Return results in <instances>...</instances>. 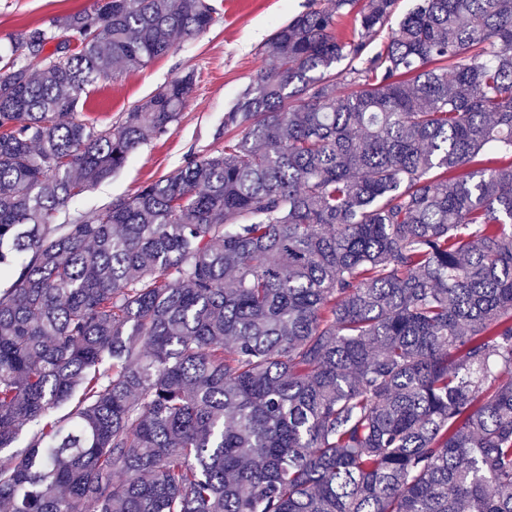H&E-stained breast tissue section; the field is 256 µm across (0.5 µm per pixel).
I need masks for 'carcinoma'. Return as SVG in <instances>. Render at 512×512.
I'll return each instance as SVG.
<instances>
[{
    "label": "carcinoma",
    "mask_w": 512,
    "mask_h": 512,
    "mask_svg": "<svg viewBox=\"0 0 512 512\" xmlns=\"http://www.w3.org/2000/svg\"><path fill=\"white\" fill-rule=\"evenodd\" d=\"M397 3L277 27L223 151L90 212L193 76L115 128L84 95L214 9L92 0L11 36L10 512H512V0H416L372 50Z\"/></svg>",
    "instance_id": "1"
}]
</instances>
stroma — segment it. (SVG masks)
I'll return each mask as SVG.
<instances>
[{"label": "stroma", "instance_id": "35a3bbf8", "mask_svg": "<svg viewBox=\"0 0 512 512\" xmlns=\"http://www.w3.org/2000/svg\"><path fill=\"white\" fill-rule=\"evenodd\" d=\"M216 21L200 35L176 41L168 54L138 69L90 87L79 111L104 126L119 125L132 105L173 78L192 74L194 88L178 121L160 137L149 138L127 164L94 190L73 200L89 212L133 195L144 183L181 168L189 156L220 152L217 131L224 114L254 76L269 66L268 41L280 24L326 0H211ZM91 0H0V46L9 35L57 16L88 8Z\"/></svg>", "mask_w": 512, "mask_h": 512}]
</instances>
